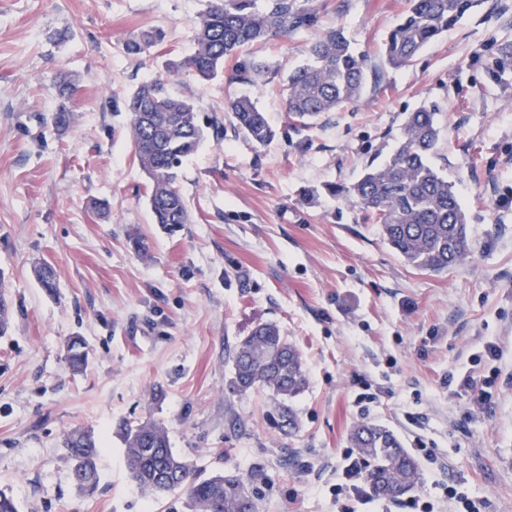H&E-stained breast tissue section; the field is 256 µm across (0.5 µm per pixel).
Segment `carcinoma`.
<instances>
[{
    "instance_id": "obj_1",
    "label": "carcinoma",
    "mask_w": 512,
    "mask_h": 512,
    "mask_svg": "<svg viewBox=\"0 0 512 512\" xmlns=\"http://www.w3.org/2000/svg\"><path fill=\"white\" fill-rule=\"evenodd\" d=\"M477 0H408V8L385 43V62L393 68L409 64L420 51L455 25ZM316 22V13L303 0H210L197 19L192 52L175 64L202 81L219 75L245 83L273 82L279 72L263 58L243 57L248 43L286 40ZM163 40L159 32H144L124 43L129 55L142 53ZM365 62L340 30H332L308 47V62L285 79L286 125L293 129L314 124L323 114L353 101L362 93ZM134 157L150 186L147 203L154 221L172 231L190 223L187 204L176 187L180 167L194 154L209 128L224 130L215 116L201 124L195 102L172 93L163 79L140 83L125 103ZM234 127L255 146L276 135L267 116L249 96L227 106ZM436 112L422 107L407 114L397 144L379 165L368 166L350 185L329 184L326 190L357 208L363 220L379 225L384 240L410 267L440 273L462 260L469 251L466 212L453 184L431 158L437 154L439 130ZM46 291H56L53 268L36 269ZM73 370L85 365L83 341L74 337L67 348ZM232 390L269 392L274 401L277 428L292 433L298 428L292 401L305 389L302 356L277 324L259 323L239 337L233 352ZM118 434L125 445L131 480L144 493L164 496L184 492L187 512H259L258 499L249 482L233 475L200 478L192 464L170 448L168 433L156 422L126 420ZM350 447L366 465L372 493L398 497L419 479L414 459L395 434L384 426L361 422L354 426ZM69 476L77 491L94 494L99 485L97 460L100 441L94 430L79 427L64 434Z\"/></svg>"
}]
</instances>
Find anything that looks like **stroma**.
<instances>
[{
	"label": "stroma",
	"instance_id": "35a3bbf8",
	"mask_svg": "<svg viewBox=\"0 0 512 512\" xmlns=\"http://www.w3.org/2000/svg\"><path fill=\"white\" fill-rule=\"evenodd\" d=\"M209 0H0V281L11 326L0 335V490L20 512H183L127 477L119 421L163 425L203 475L253 477L261 512H381L336 495L349 434L385 425L429 448L413 496L457 512L445 487L481 512H512V0H479L412 63L383 48L408 0H308L316 25L249 53L288 73L306 45L343 29L363 54L361 96L311 128L283 130L279 88L173 73ZM164 40L126 54L127 39ZM77 86L55 128L57 84ZM168 80L201 119L254 98L280 134L254 146L225 122L184 160L191 221L170 232L146 206L124 101ZM435 110L438 152L468 218L471 252L442 273L408 266L377 225L325 193L392 151L407 113ZM51 265L55 294L35 269ZM276 323L308 380L299 428L271 425L267 392H231L240 336ZM80 337L87 366L66 360ZM495 346L488 358L486 346ZM493 377L478 410L467 378ZM104 437L99 487H73L64 434Z\"/></svg>",
	"mask_w": 512,
	"mask_h": 512
}]
</instances>
